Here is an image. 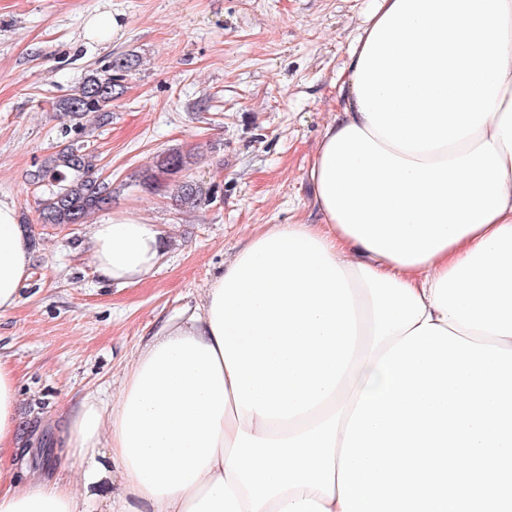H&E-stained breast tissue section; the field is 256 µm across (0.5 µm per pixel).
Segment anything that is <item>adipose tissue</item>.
I'll return each instance as SVG.
<instances>
[{
  "instance_id": "adipose-tissue-1",
  "label": "adipose tissue",
  "mask_w": 512,
  "mask_h": 512,
  "mask_svg": "<svg viewBox=\"0 0 512 512\" xmlns=\"http://www.w3.org/2000/svg\"><path fill=\"white\" fill-rule=\"evenodd\" d=\"M308 177L314 224H272L163 324L111 400L84 398L57 445L88 465L18 484L17 380L0 361V512H342L345 428L380 357L367 267L411 288L433 324L512 349V0H378L343 71ZM96 271L151 276L157 225L132 211L89 231ZM32 252L0 199V314Z\"/></svg>"
}]
</instances>
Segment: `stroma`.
I'll return each mask as SVG.
<instances>
[{
	"label": "stroma",
	"instance_id": "stroma-1",
	"mask_svg": "<svg viewBox=\"0 0 512 512\" xmlns=\"http://www.w3.org/2000/svg\"><path fill=\"white\" fill-rule=\"evenodd\" d=\"M375 0H0V198L33 250L17 307L0 315V358L18 380L19 483L67 481L80 457L42 456L84 397L111 399L163 320L193 309L218 268L269 224L312 223L309 164L337 108L348 50ZM121 27L103 40L90 19ZM132 57L109 116L78 136L112 182V206L159 224L168 251L146 281L95 272L84 224H44L29 175L63 144L53 102L95 69ZM181 152L197 208L138 180Z\"/></svg>",
	"mask_w": 512,
	"mask_h": 512
}]
</instances>
